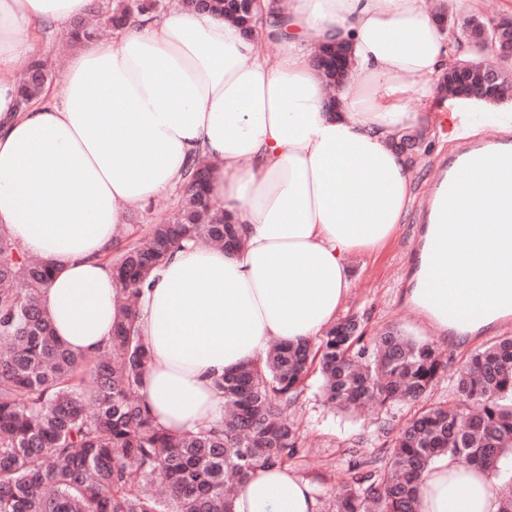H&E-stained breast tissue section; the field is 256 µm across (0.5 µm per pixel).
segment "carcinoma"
<instances>
[{
  "label": "carcinoma",
  "instance_id": "carcinoma-1",
  "mask_svg": "<svg viewBox=\"0 0 512 512\" xmlns=\"http://www.w3.org/2000/svg\"><path fill=\"white\" fill-rule=\"evenodd\" d=\"M254 35V0H180ZM158 0H111L102 25L124 28L157 17ZM465 40L478 55L493 46L492 25L468 20ZM96 37L86 19L71 22L67 45ZM315 65L327 85L345 78L347 50L328 47ZM497 93L512 87V56H501ZM454 77L480 79L482 62L458 59ZM47 62L31 61L19 81V105L50 80ZM210 165L190 164L168 223L130 227L106 260L114 273L118 317L112 340L77 356L53 335L40 296L51 265L30 258L0 229V512H233L257 468L306 457L305 438L284 415L309 377L323 398L348 412L417 402L446 363L432 344L389 330L367 342L354 317L328 327L318 342L278 344L265 358L226 373L215 384L227 415L195 431L169 434L140 396L148 351L140 339L138 300L152 274L182 246L239 248L236 225L208 194ZM450 454L500 473L512 457V336L473 352L456 396L422 407L399 425L388 446L354 454L346 480L323 512H417L419 487L435 457Z\"/></svg>",
  "mask_w": 512,
  "mask_h": 512
}]
</instances>
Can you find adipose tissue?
Masks as SVG:
<instances>
[{"instance_id": "adipose-tissue-1", "label": "adipose tissue", "mask_w": 512, "mask_h": 512, "mask_svg": "<svg viewBox=\"0 0 512 512\" xmlns=\"http://www.w3.org/2000/svg\"><path fill=\"white\" fill-rule=\"evenodd\" d=\"M92 0H0V226L54 268L40 303L75 354L100 351L117 317L104 256L124 208L183 183L194 160L243 241L240 250L178 249L138 304L150 354L141 395L161 428L180 433L221 418L215 381L264 357L275 342L316 343L350 289L348 258L392 239L412 207L413 176L396 145L443 120L455 136L488 126L512 133V114L456 100L434 111L436 79L468 52L425 0H288L277 26L247 38L210 13L173 7L83 44L61 99L18 105L16 63L29 31L88 15ZM341 38L351 68L335 110L313 65L310 34ZM279 50L268 54L267 39ZM512 144L482 152L442 206L450 252L437 265L455 284L465 329L503 319L512 264L498 237L472 225L512 222ZM487 469L449 455L426 473L418 512H497ZM234 512H319L290 467L257 470Z\"/></svg>"}]
</instances>
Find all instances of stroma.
Listing matches in <instances>:
<instances>
[{"label":"stroma","instance_id":"35a3bbf8","mask_svg":"<svg viewBox=\"0 0 512 512\" xmlns=\"http://www.w3.org/2000/svg\"><path fill=\"white\" fill-rule=\"evenodd\" d=\"M448 133V128H441L433 138L420 139L404 149L411 164L414 191L420 200L426 198L443 162L448 161L449 148L461 145L460 140H449ZM422 218L421 207H414L395 239L382 250L373 255L351 257L352 286L338 316L359 319L367 337L394 328L430 341L444 352L448 371L427 397L428 402L438 403L451 395L454 373L466 358L501 336H512V324L503 329L484 330L457 342L428 326L424 318L412 311L408 291L413 249ZM412 411L409 405L396 407L387 415L371 410L364 421L355 423L324 405L317 395L316 384H309L299 403L287 412L288 417L301 421L309 443L306 458L294 466L295 473L310 484L319 504H327L329 496L346 477L350 449L366 454L378 450L391 441L397 424Z\"/></svg>","mask_w":512,"mask_h":512}]
</instances>
